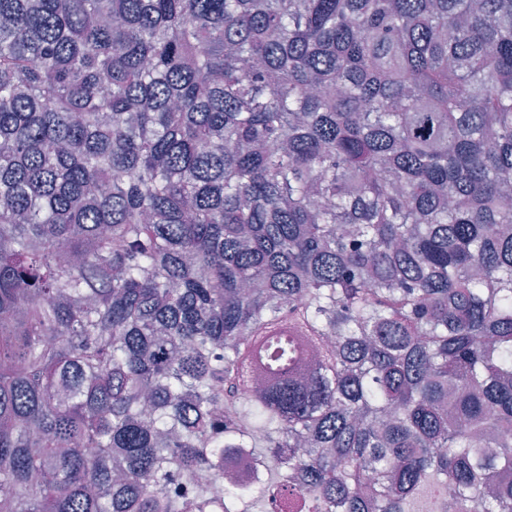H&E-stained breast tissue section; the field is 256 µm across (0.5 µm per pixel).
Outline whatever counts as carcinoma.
I'll use <instances>...</instances> for the list:
<instances>
[{"mask_svg":"<svg viewBox=\"0 0 512 512\" xmlns=\"http://www.w3.org/2000/svg\"><path fill=\"white\" fill-rule=\"evenodd\" d=\"M0 512H512V0H0Z\"/></svg>","mask_w":512,"mask_h":512,"instance_id":"cac0c4a2","label":"carcinoma"}]
</instances>
